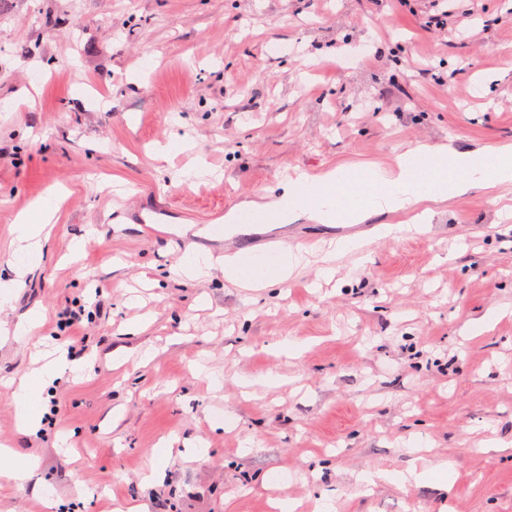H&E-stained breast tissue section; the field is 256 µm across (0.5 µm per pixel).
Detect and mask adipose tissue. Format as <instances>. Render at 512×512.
<instances>
[{
	"instance_id": "adipose-tissue-1",
	"label": "adipose tissue",
	"mask_w": 512,
	"mask_h": 512,
	"mask_svg": "<svg viewBox=\"0 0 512 512\" xmlns=\"http://www.w3.org/2000/svg\"><path fill=\"white\" fill-rule=\"evenodd\" d=\"M497 189L502 198L512 197V144L496 148L460 151L445 144L421 145L395 156L389 167L341 165L312 175L296 169L282 183L280 192L268 193L241 203L224 218L231 233L245 232L240 212L250 211L261 222L285 224L300 212L319 224L357 223L373 213L412 212L413 223L427 224L434 208L451 197L472 191ZM60 206L57 196L39 199L33 213L20 214L13 226L16 240L25 251L37 252ZM303 260L301 246L282 245L276 250L272 271L245 268L240 253L218 257L208 251L188 252L180 265L182 274L198 277L221 268L224 278L239 288L259 289L283 282L297 273ZM54 377L52 364L24 380L16 393L19 419L24 429L39 425L35 398Z\"/></svg>"
}]
</instances>
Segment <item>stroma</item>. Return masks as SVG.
<instances>
[{
	"label": "stroma",
	"mask_w": 512,
	"mask_h": 512,
	"mask_svg": "<svg viewBox=\"0 0 512 512\" xmlns=\"http://www.w3.org/2000/svg\"><path fill=\"white\" fill-rule=\"evenodd\" d=\"M423 7L0 0V280L30 267L0 309V446L39 459L24 485L0 478V512H268L276 481L301 512H512V218L491 195L449 198L400 238L381 229L402 212L224 233L228 211L295 167L512 143L504 0H448L444 30L424 26ZM482 73L494 80L480 93ZM181 139L189 150L156 158ZM53 192L65 201L48 241L17 254L16 215ZM356 240L370 261L348 254L318 282L324 253ZM277 242L307 247L308 265L263 290L218 269L173 273L192 249L253 259ZM79 304L96 310L84 375L60 368L39 398L44 414L58 404L56 425L21 432L31 345L64 343L57 319ZM34 312L41 325L14 336ZM286 340L303 343L298 358L277 354ZM119 347L133 352L120 365ZM199 439L209 453L196 460L183 448ZM439 457L453 470H432ZM412 464L419 482H356Z\"/></svg>",
	"instance_id": "1"
}]
</instances>
